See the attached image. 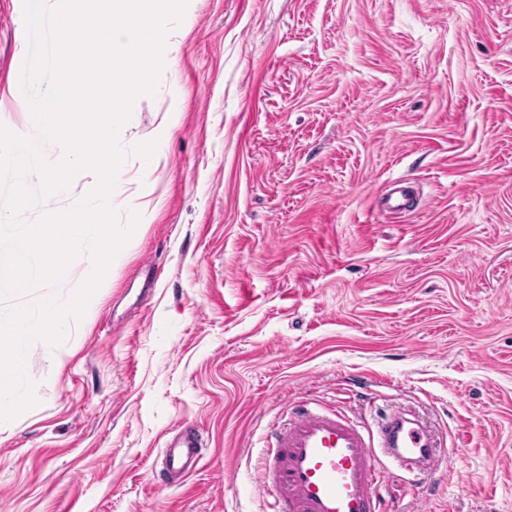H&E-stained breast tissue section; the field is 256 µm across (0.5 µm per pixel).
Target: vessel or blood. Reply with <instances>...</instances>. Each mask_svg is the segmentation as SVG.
<instances>
[{
	"label": "vessel or blood",
	"instance_id": "obj_1",
	"mask_svg": "<svg viewBox=\"0 0 512 512\" xmlns=\"http://www.w3.org/2000/svg\"><path fill=\"white\" fill-rule=\"evenodd\" d=\"M261 490L271 512H380L378 485L386 466L422 483L447 467L446 439L427 416L401 403L380 411L368 427L336 410L301 400L259 441ZM201 434L177 431L163 468L187 475L200 458Z\"/></svg>",
	"mask_w": 512,
	"mask_h": 512
}]
</instances>
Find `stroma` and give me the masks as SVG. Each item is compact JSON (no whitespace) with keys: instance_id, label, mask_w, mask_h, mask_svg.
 <instances>
[{"instance_id":"1","label":"stroma","mask_w":512,"mask_h":512,"mask_svg":"<svg viewBox=\"0 0 512 512\" xmlns=\"http://www.w3.org/2000/svg\"><path fill=\"white\" fill-rule=\"evenodd\" d=\"M23 14L0 0L12 132ZM166 52L119 135V227L146 168L149 207L89 314L29 352L0 512H268L256 446L295 397L426 413L455 469L426 512H512V0H191ZM180 425L205 446L173 483Z\"/></svg>"}]
</instances>
